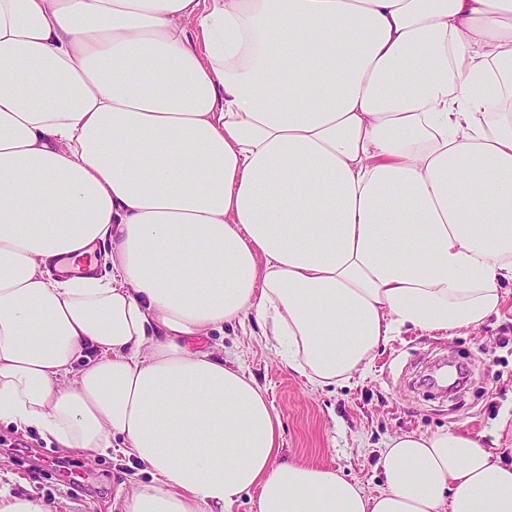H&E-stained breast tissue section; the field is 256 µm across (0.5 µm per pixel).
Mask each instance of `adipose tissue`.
Here are the masks:
<instances>
[{
	"instance_id": "ef3b65f1",
	"label": "adipose tissue",
	"mask_w": 512,
	"mask_h": 512,
	"mask_svg": "<svg viewBox=\"0 0 512 512\" xmlns=\"http://www.w3.org/2000/svg\"><path fill=\"white\" fill-rule=\"evenodd\" d=\"M510 284L512 0H0V423L134 459L123 512H512V458L451 428L371 495L281 460L205 343L252 318L330 386Z\"/></svg>"
}]
</instances>
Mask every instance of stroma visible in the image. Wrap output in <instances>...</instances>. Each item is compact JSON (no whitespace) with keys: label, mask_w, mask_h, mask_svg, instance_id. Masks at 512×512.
I'll return each mask as SVG.
<instances>
[{"label":"stroma","mask_w":512,"mask_h":512,"mask_svg":"<svg viewBox=\"0 0 512 512\" xmlns=\"http://www.w3.org/2000/svg\"><path fill=\"white\" fill-rule=\"evenodd\" d=\"M208 343L267 389L282 422L281 457L328 464L366 492L382 489L381 451L404 431L453 428L512 448V286L498 315L448 340L396 337L366 372L316 387L284 366L250 320ZM127 458L48 446L34 431L0 423V488L45 499L50 512H122L121 485L148 482Z\"/></svg>","instance_id":"35a3bbf8"}]
</instances>
